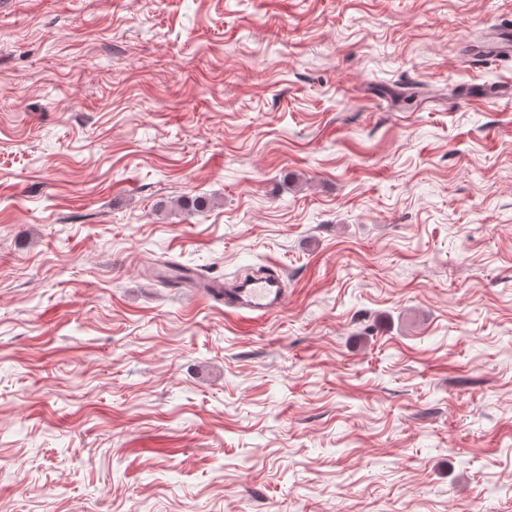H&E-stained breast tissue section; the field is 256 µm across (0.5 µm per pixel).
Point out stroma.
Listing matches in <instances>:
<instances>
[{"label":"stroma","mask_w":512,"mask_h":512,"mask_svg":"<svg viewBox=\"0 0 512 512\" xmlns=\"http://www.w3.org/2000/svg\"><path fill=\"white\" fill-rule=\"evenodd\" d=\"M499 23L0 0V512H512V101L458 99ZM200 288H204L207 296L224 301L225 311H231L250 323L279 312L288 304L286 278L277 270L232 287L224 286L220 279H210L202 282Z\"/></svg>","instance_id":"1"}]
</instances>
